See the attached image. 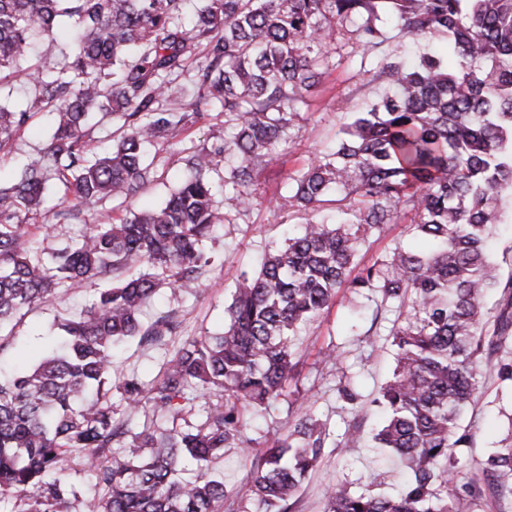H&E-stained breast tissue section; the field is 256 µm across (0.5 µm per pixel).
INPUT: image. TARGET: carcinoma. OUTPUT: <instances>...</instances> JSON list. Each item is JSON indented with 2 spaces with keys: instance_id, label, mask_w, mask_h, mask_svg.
Returning <instances> with one entry per match:
<instances>
[{
  "instance_id": "cac0c4a2",
  "label": "carcinoma",
  "mask_w": 512,
  "mask_h": 512,
  "mask_svg": "<svg viewBox=\"0 0 512 512\" xmlns=\"http://www.w3.org/2000/svg\"><path fill=\"white\" fill-rule=\"evenodd\" d=\"M185 0H0V85L26 79L20 112L0 106V152L37 113L53 133L16 179L0 185V352L21 311L112 276L81 314L60 324L61 346L35 367L0 376V504L8 512H295L296 495L327 448L351 451L364 436L350 421L341 441L301 407L288 432L251 435L248 412L267 409L295 380L300 327L339 289L371 291L403 316L390 330L395 368L370 403L383 413L375 447L406 474L396 494L357 492L338 481L324 512H472L483 497L512 498V433L478 467L461 471L472 436L463 416L480 393L481 366L496 361L512 385V296L495 312L499 283L486 252L512 190V0H200L192 28ZM74 23L72 51L49 70L27 61L39 38ZM417 42L442 36L446 56L409 63L385 54L389 30ZM372 67L361 87L384 94L339 131L336 148L292 178L282 199L297 212L340 195L342 217L302 225L269 252L224 309V330L186 340L147 383L132 373L112 386L114 348L129 339L164 346L179 333L172 312L145 324L163 286L200 290L213 227L261 204L255 186L332 67L336 33ZM235 129L185 158L186 176L154 210L119 224H90L82 238L43 255L26 238L54 183L59 220L144 186L146 148L175 139L205 112ZM112 116V149L88 156L90 120ZM224 166V214L210 173ZM436 241L423 255L395 246L369 264L361 247L399 213ZM142 419L115 417L112 391ZM216 397L192 427H161L181 401ZM357 409L360 393L339 384ZM131 440L140 455L116 449ZM252 456L248 488L229 489L216 464L224 449ZM82 460L97 489L81 498L62 465Z\"/></svg>"
}]
</instances>
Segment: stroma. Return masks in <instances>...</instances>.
Instances as JSON below:
<instances>
[{"mask_svg":"<svg viewBox=\"0 0 512 512\" xmlns=\"http://www.w3.org/2000/svg\"><path fill=\"white\" fill-rule=\"evenodd\" d=\"M335 69L327 78L321 93L313 103V111L302 122L295 143L284 147L280 161L270 165L261 176L256 193L261 206L232 217L221 224L205 245L212 259L202 277V289L196 294H185L160 289L146 309L145 320H153L163 312H175L182 323L180 336L170 339L160 349L140 347L131 340L121 345L113 382L136 373L145 381L159 375L163 361L177 348L182 338L215 333L224 326V308L240 280L243 270L256 267L265 252L275 249L285 239L288 226L307 220L334 219L335 204H328L311 214H288L267 206L270 199L287 192L290 177L336 143L338 130L346 117L337 112L336 103L352 96L354 111H362L384 90L374 84L357 90L360 81V54L355 45L340 41L336 44ZM53 121L50 115L36 114L12 141L9 151L0 158V183H10L19 169L44 146ZM224 133L223 113L210 111L195 124L186 127L172 143L151 147L149 158L154 178L127 203L105 200L87 211L80 219L55 224L48 231L32 230L31 236L38 248L50 250L62 241L76 238L86 225L123 218L127 211L150 209L174 190L184 173L182 159L187 154L210 146L214 138ZM505 222L498 225L492 240L490 258L496 264L501 284L486 298L490 309H497L503 299L502 283L512 280V193L503 192ZM409 217H399L390 225L385 236L365 243L361 254L364 262L389 253L394 245L410 250L426 249L427 244L409 233ZM97 284L91 283L80 291L64 294L56 300L42 303L27 312L13 330L11 351L0 362V374L10 375L15 366L33 367L47 355L58 340L60 323L77 315L82 306L94 297ZM363 302L368 308H381L382 316L375 326V339L352 333L347 328L348 310L352 303ZM396 318L391 306L381 305L378 295L359 299L350 289H341L334 304L315 321L300 331L295 343L304 363L298 381L297 397H283L264 417L253 421L254 436H274L284 433L293 424L299 403L312 404L319 422L325 424L333 437H340L353 413L339 400L337 385L341 378L354 383L363 399L391 378L395 362L388 333ZM333 350L342 357L341 365L324 363L322 353ZM512 423V389L498 384L491 367L483 369V387L478 397L470 432L472 446L466 449L462 463L470 468L480 463L497 445L508 424ZM387 450L368 446L352 455L337 448L326 449L324 456L300 488L297 512H323L325 490L333 482L342 480L352 489L363 490L372 485L391 487L402 480L399 469L387 464Z\"/></svg>","mask_w":512,"mask_h":512,"instance_id":"stroma-1","label":"stroma"}]
</instances>
